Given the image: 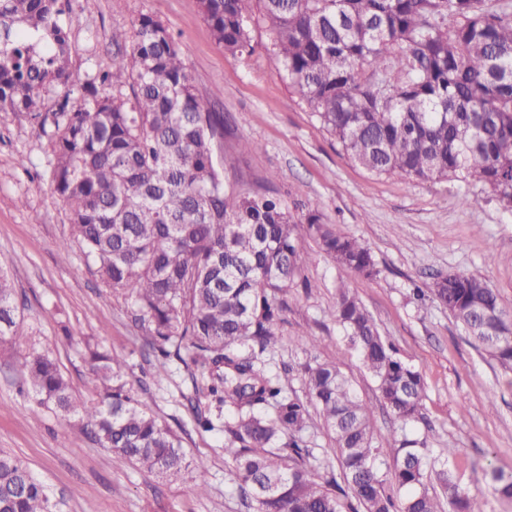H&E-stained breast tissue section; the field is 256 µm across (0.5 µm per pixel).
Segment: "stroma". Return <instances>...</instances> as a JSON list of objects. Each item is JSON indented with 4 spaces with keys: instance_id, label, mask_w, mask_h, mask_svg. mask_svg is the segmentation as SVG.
<instances>
[{
    "instance_id": "35a3bbf8",
    "label": "stroma",
    "mask_w": 512,
    "mask_h": 512,
    "mask_svg": "<svg viewBox=\"0 0 512 512\" xmlns=\"http://www.w3.org/2000/svg\"><path fill=\"white\" fill-rule=\"evenodd\" d=\"M142 14L168 26L208 107L224 115L214 149L226 185L243 195L269 191L293 212L319 201L325 223L374 254L380 273L365 277L337 268L304 238L302 272L285 295L274 354L289 369V385L301 389L309 357L337 362L372 407L376 439L396 428L331 314L337 288H349L400 359L424 376V419L409 434L447 457L449 473L484 512H512L492 478L493 470L512 471V371L476 350L447 310L413 295L437 274L463 271L487 279L512 312V212L478 183L377 176L355 164L280 78L267 33L255 32L252 53L232 55L215 40L198 0H70L63 19L78 80L108 66L113 29ZM246 140L259 150L243 149ZM52 160L47 135L26 114L0 112V270L16 291L23 338L19 346L0 344V449L27 465L60 512H249L224 459L231 417L204 400L216 428L200 429L189 405L192 368L172 358L156 379L157 356L143 351L129 304L103 285L79 243L59 254L71 225L51 188ZM309 333L320 339L310 352L300 344ZM89 342L124 358L129 386L181 438L188 457L206 462V492L188 477L161 479L126 464L85 434L78 417L35 407L21 351L50 352L74 396L90 402L97 391L84 358Z\"/></svg>"
}]
</instances>
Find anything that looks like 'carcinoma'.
Returning <instances> with one entry per match:
<instances>
[{
  "label": "carcinoma",
  "mask_w": 512,
  "mask_h": 512,
  "mask_svg": "<svg viewBox=\"0 0 512 512\" xmlns=\"http://www.w3.org/2000/svg\"><path fill=\"white\" fill-rule=\"evenodd\" d=\"M66 0H0V111L22 112L50 132L55 193L73 237L102 283L130 302L145 345L194 366L197 397L234 414L224 458L254 512H484L453 476L443 494L430 470L445 466L406 427L422 419L425 382L382 336L348 288L334 317L343 339L401 423L375 443L372 410L339 365L308 362L304 395L273 360L280 296L299 275V226L346 271L378 273L371 250L322 220L319 204L293 213L269 193L226 189L213 143L224 115L206 108L168 27L142 15L112 31L125 54L75 86L67 68ZM215 39L232 54L252 50L253 25L270 36L280 77L356 164L377 175L482 183L512 212V4L504 0H199ZM133 88L132 98L122 92ZM105 84L112 95L99 92ZM60 89L57 111L47 91ZM476 346L512 370V314L482 277L433 281ZM17 308L0 274V342L17 343ZM91 406L72 396L47 353L24 356L36 407L86 421L98 443L159 477L191 475L206 490V464L137 398L123 357L87 347ZM334 443L336 474L318 482L309 407ZM0 512H56L45 487L0 451Z\"/></svg>",
  "instance_id": "obj_1"
}]
</instances>
